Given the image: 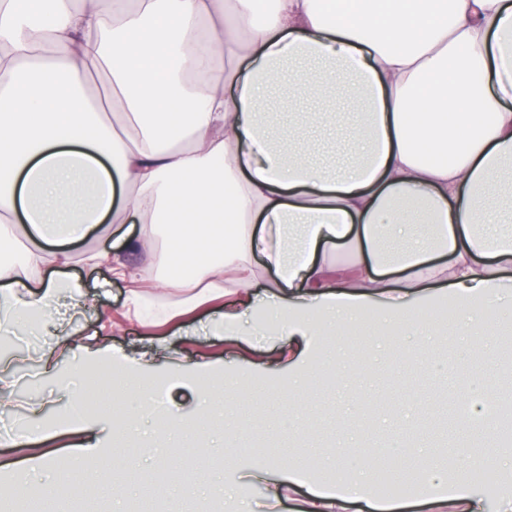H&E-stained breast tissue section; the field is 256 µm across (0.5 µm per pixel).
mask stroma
I'll return each mask as SVG.
<instances>
[{
	"mask_svg": "<svg viewBox=\"0 0 512 512\" xmlns=\"http://www.w3.org/2000/svg\"><path fill=\"white\" fill-rule=\"evenodd\" d=\"M69 272L84 292L96 294L93 310H76L66 318L68 329L90 335L98 319L109 314L118 327L99 336L100 346L126 354L155 351L154 360L139 371L115 363L87 367L79 353H65L57 374L42 372L40 358L52 349L49 337L7 323L0 338L13 348L1 356L16 376L14 408L0 410V487H14L15 473L35 468L46 491L49 512H134L151 504L153 512L176 505L182 512H208L221 501L224 512H269V485L286 481L289 473L304 469L315 483L328 485L341 472L331 454L351 428H358L352 464H363L368 488H375L380 472L399 476L398 498L357 500L346 512H442L439 503L420 496L419 485L433 460L456 456L500 455L496 437L477 435L462 427L454 396L448 393L443 368L456 360L462 371L494 370L496 388L512 393V331L496 330L481 350L449 335L447 325L429 326L428 341L405 336L401 329L380 336L379 323L361 316L356 324H329L316 306L308 314L323 329L312 353L287 361L284 336L262 329L258 308H250L236 328L198 342L192 335L195 315L174 290H150L154 307L170 310L172 323L145 324L125 320L127 285L111 279L106 268L73 263ZM180 326L184 336L177 349L158 351L159 340ZM198 360L212 362L210 372L190 375ZM238 384L241 395L233 413L236 434L224 429V391L215 380ZM69 385L73 399L57 398L59 385ZM42 402V417L52 422L51 433L29 438L36 423L26 410L29 400ZM87 402L82 422L85 436L56 426V419L72 400ZM297 411V426H289L287 406ZM179 429H171V418ZM100 438L96 456H85L83 437ZM111 469L117 491L90 485L91 469ZM261 470V482L246 480ZM195 472L197 489L184 493L183 476ZM83 485L80 499L58 495L65 480Z\"/></svg>",
	"mask_w": 512,
	"mask_h": 512,
	"instance_id": "35a3bbf8",
	"label": "stroma"
}]
</instances>
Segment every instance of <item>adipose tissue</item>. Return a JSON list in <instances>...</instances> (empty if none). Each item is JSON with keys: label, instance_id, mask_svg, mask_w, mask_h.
Wrapping results in <instances>:
<instances>
[{"label": "adipose tissue", "instance_id": "adipose-tissue-1", "mask_svg": "<svg viewBox=\"0 0 512 512\" xmlns=\"http://www.w3.org/2000/svg\"><path fill=\"white\" fill-rule=\"evenodd\" d=\"M344 82L357 149L329 169L307 157V118L280 132L260 103L273 85L302 103ZM507 165L512 0H0V316L53 340L46 373L75 350L148 362L60 330L59 305H95L68 245L106 221L113 247L83 262L127 282V305L128 224L170 239L172 273L155 287L238 295L211 335L253 304L260 257L289 358L315 336L305 307L344 323L379 303L387 331L429 284L458 300L453 334L484 343L476 308H512ZM422 492L482 512L445 462Z\"/></svg>", "mask_w": 512, "mask_h": 512}]
</instances>
